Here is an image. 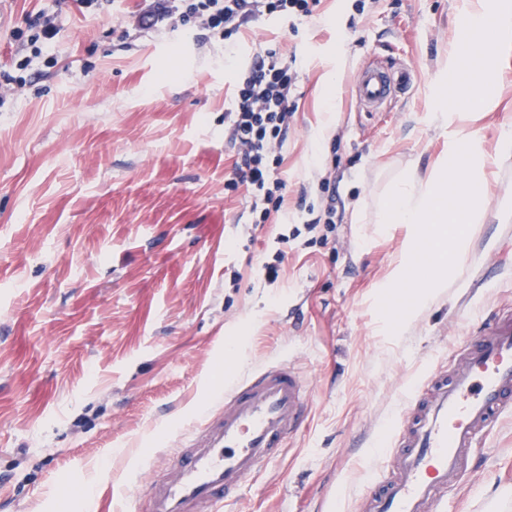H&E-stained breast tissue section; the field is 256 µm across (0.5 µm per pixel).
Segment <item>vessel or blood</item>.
Instances as JSON below:
<instances>
[{"mask_svg":"<svg viewBox=\"0 0 512 512\" xmlns=\"http://www.w3.org/2000/svg\"><path fill=\"white\" fill-rule=\"evenodd\" d=\"M405 67L371 63L355 84L360 105L377 112L411 81ZM309 390L288 363L264 365L224 386V405L206 412L161 479L147 488L150 512H207L231 498L273 460L302 425ZM512 412V317L495 318L469 342L450 373L434 372L395 435L397 471L372 479L363 512H437L470 470L475 443Z\"/></svg>","mask_w":512,"mask_h":512,"instance_id":"1","label":"vessel or blood"}]
</instances>
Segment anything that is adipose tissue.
<instances>
[{"instance_id": "obj_1", "label": "adipose tissue", "mask_w": 512, "mask_h": 512, "mask_svg": "<svg viewBox=\"0 0 512 512\" xmlns=\"http://www.w3.org/2000/svg\"><path fill=\"white\" fill-rule=\"evenodd\" d=\"M464 18L471 30L467 43L455 45L452 58L474 61L469 75L471 107L466 117L475 119L487 106V90L498 78V63L512 52V0H470ZM470 130L461 126L458 134L448 140V150L422 174L403 178L387 195L380 214L384 224H409L412 234L407 238L403 261L395 273L399 283H410L419 302H427L429 291L448 269L456 268L464 255L467 228L483 223L487 210V175L485 154L479 141H472L468 151L460 145ZM462 225L463 233L455 238L456 250L447 266L429 262L422 279L408 281L406 273L420 258V244L430 243L440 226Z\"/></svg>"}]
</instances>
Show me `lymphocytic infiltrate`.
Instances as JSON below:
<instances>
[{"label":"lymphocytic infiltrate","mask_w":512,"mask_h":512,"mask_svg":"<svg viewBox=\"0 0 512 512\" xmlns=\"http://www.w3.org/2000/svg\"><path fill=\"white\" fill-rule=\"evenodd\" d=\"M320 0H151L138 16L140 28L170 21L194 23L221 37L224 52L236 58L245 25L258 18L303 19L313 15ZM299 74L295 59L277 49L254 56L239 71L231 103L224 113V139L235 152L225 192L246 188L250 211L263 224L283 210L286 184L278 175L281 149L296 112Z\"/></svg>","instance_id":"1"}]
</instances>
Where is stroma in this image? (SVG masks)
Listing matches in <instances>:
<instances>
[{"label": "stroma", "mask_w": 512, "mask_h": 512, "mask_svg": "<svg viewBox=\"0 0 512 512\" xmlns=\"http://www.w3.org/2000/svg\"><path fill=\"white\" fill-rule=\"evenodd\" d=\"M321 0L313 16L250 23L239 51L295 53L297 111L282 149L286 214L254 225L224 105L237 72L220 37L190 23L141 29L143 0L81 13L75 0H0V73L26 82L0 108V512H146L180 437L243 370L288 362L313 387L303 432L222 512H360L367 476L403 400L435 364L453 367L471 311L512 314V155L456 274L414 306L393 279L407 224H382L390 185L448 144L436 99L465 94L464 0ZM54 14L49 53L20 68L12 32ZM129 46L119 49L120 39ZM415 80L379 118L350 87L373 58ZM337 74L334 94L325 78ZM477 125L494 152L512 131V53ZM339 121L314 134L327 110ZM336 181V231L306 232L321 178ZM298 238L276 245L285 227ZM282 250V272L260 267ZM439 512H512V415L478 441Z\"/></svg>", "instance_id": "obj_1"}]
</instances>
